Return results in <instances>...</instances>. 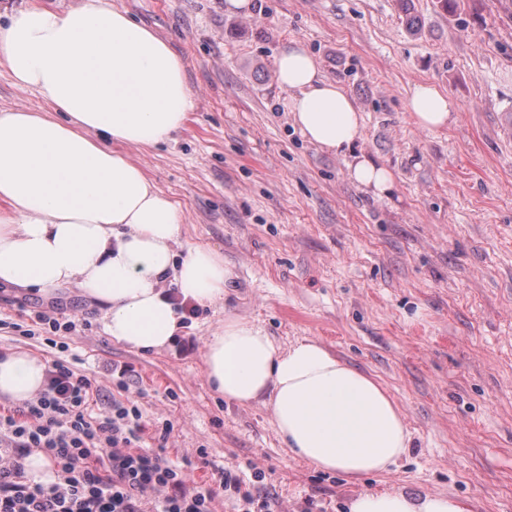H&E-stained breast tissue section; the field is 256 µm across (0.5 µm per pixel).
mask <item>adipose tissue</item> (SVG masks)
<instances>
[{"mask_svg":"<svg viewBox=\"0 0 512 512\" xmlns=\"http://www.w3.org/2000/svg\"><path fill=\"white\" fill-rule=\"evenodd\" d=\"M1 67L50 110H0V284L75 286L100 303L112 340L136 351L166 348L182 319L170 288L210 307L231 277L220 251L185 238L181 206L126 152L168 141L194 111L181 57L111 0H78L65 11L33 0L0 25ZM275 73L302 137L348 158L350 179L374 194L392 190L391 170L353 155L363 115L302 42L281 50ZM407 107L427 130L454 118L450 96L431 84L416 85ZM204 366L226 401L268 404L288 449L316 469L349 480L381 474L411 446L388 389L317 340L284 347L264 326L230 316L208 338ZM45 369L27 352L1 357L0 395L34 397ZM348 509L470 512L456 497L400 489L360 493Z\"/></svg>","mask_w":512,"mask_h":512,"instance_id":"ef3b65f1","label":"adipose tissue"}]
</instances>
